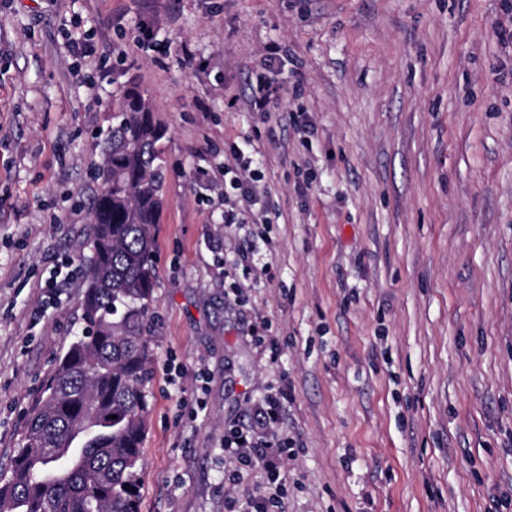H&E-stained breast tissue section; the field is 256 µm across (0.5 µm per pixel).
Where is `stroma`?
Masks as SVG:
<instances>
[{"label":"stroma","mask_w":512,"mask_h":512,"mask_svg":"<svg viewBox=\"0 0 512 512\" xmlns=\"http://www.w3.org/2000/svg\"><path fill=\"white\" fill-rule=\"evenodd\" d=\"M510 28L512 0H0V469L82 326L131 79L170 132L140 512H241L268 476L224 431L284 386L285 512H512Z\"/></svg>","instance_id":"1"}]
</instances>
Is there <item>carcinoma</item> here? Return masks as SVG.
Segmentation results:
<instances>
[{
	"mask_svg": "<svg viewBox=\"0 0 512 512\" xmlns=\"http://www.w3.org/2000/svg\"><path fill=\"white\" fill-rule=\"evenodd\" d=\"M95 168L85 326L33 409L0 512H139L150 348L143 333L166 198L167 127L135 82L120 87Z\"/></svg>",
	"mask_w": 512,
	"mask_h": 512,
	"instance_id": "obj_1",
	"label": "carcinoma"
}]
</instances>
